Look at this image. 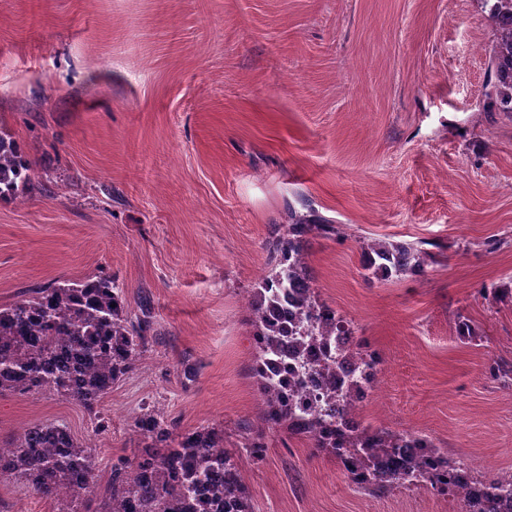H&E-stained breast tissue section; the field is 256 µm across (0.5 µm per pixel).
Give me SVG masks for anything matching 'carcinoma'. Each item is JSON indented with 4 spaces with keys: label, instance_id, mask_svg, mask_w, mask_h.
<instances>
[{
    "label": "carcinoma",
    "instance_id": "cac0c4a2",
    "mask_svg": "<svg viewBox=\"0 0 512 512\" xmlns=\"http://www.w3.org/2000/svg\"><path fill=\"white\" fill-rule=\"evenodd\" d=\"M489 20L496 37L490 49L492 108L512 112V0H493ZM31 162L13 138L0 135V199L13 198L31 184ZM331 225L291 216L272 243L277 267L252 295L257 327L254 375L268 428L285 427L312 447L336 458L354 483L377 491L429 487L459 499L461 512H512V474L467 476V464L448 458L428 438L373 429L355 420L364 392L344 379L339 366L317 369L323 398L298 403L303 380L288 383L264 376V367L292 361L303 365L315 349L327 350L336 336H352L336 309L322 302L306 262L308 235L330 234ZM427 253L413 243L375 239L362 246V267L378 280L420 275ZM131 315L122 288L110 278L40 288L35 295L0 308V395L53 394L72 397L90 410L112 384L132 371L153 337L150 297H139ZM489 375L512 384V365L496 360ZM130 430L140 440L133 462L112 467L94 492V449L66 427L42 423L0 446V477L27 482L56 504L55 512H253L236 454L224 446V429L206 426L178 431L175 422L147 406ZM254 459L264 457L265 436L247 438ZM96 493V498L88 495Z\"/></svg>",
    "mask_w": 512,
    "mask_h": 512
}]
</instances>
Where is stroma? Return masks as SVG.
I'll list each match as a JSON object with an SVG mask.
<instances>
[{
    "mask_svg": "<svg viewBox=\"0 0 512 512\" xmlns=\"http://www.w3.org/2000/svg\"><path fill=\"white\" fill-rule=\"evenodd\" d=\"M482 0H0V132L32 189L0 200V307L89 275L152 300L157 340L95 410L0 396V444L37 423L133 459L151 405L216 425L255 512H459L429 488L372 494L283 428L264 460L254 288L289 211L333 225L307 261L322 300L382 356L364 424L432 440L475 474L512 469V112H488ZM412 242L419 277L366 278L361 245ZM475 339L457 338L456 315ZM0 478V512H53Z\"/></svg>",
    "mask_w": 512,
    "mask_h": 512,
    "instance_id": "1",
    "label": "stroma"
}]
</instances>
